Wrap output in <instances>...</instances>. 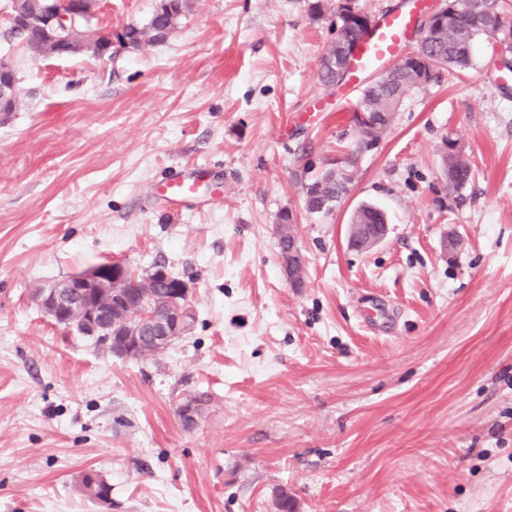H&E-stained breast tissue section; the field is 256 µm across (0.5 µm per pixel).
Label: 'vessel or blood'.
<instances>
[{
    "label": "vessel or blood",
    "instance_id": "b4317fda",
    "mask_svg": "<svg viewBox=\"0 0 512 512\" xmlns=\"http://www.w3.org/2000/svg\"><path fill=\"white\" fill-rule=\"evenodd\" d=\"M426 5L427 0H411L409 10L389 13L373 22L355 48L351 76L353 86L362 85L373 70L397 60L400 49L413 33L418 13ZM195 184L193 175L178 172L163 183L159 195L166 203L176 205L194 195Z\"/></svg>",
    "mask_w": 512,
    "mask_h": 512
}]
</instances>
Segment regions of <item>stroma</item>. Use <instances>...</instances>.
<instances>
[{
  "label": "stroma",
  "instance_id": "obj_1",
  "mask_svg": "<svg viewBox=\"0 0 512 512\" xmlns=\"http://www.w3.org/2000/svg\"><path fill=\"white\" fill-rule=\"evenodd\" d=\"M162 43L36 57L6 38L19 105L0 118V512H512V73L480 37L458 77L412 90L379 141L319 80L330 18L306 0H190ZM156 0H99L97 25ZM469 158L450 191L441 154ZM357 151L330 214L304 186ZM204 167L196 196L151 193ZM389 226L349 241L361 205ZM304 256L289 284L275 225ZM154 264L196 314L163 354L113 356L34 288ZM201 401L194 427L179 404ZM96 471L109 503L88 498Z\"/></svg>",
  "mask_w": 512,
  "mask_h": 512
}]
</instances>
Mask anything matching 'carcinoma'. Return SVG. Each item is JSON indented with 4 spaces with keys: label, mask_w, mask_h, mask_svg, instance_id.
I'll return each mask as SVG.
<instances>
[{
    "label": "carcinoma",
    "mask_w": 512,
    "mask_h": 512,
    "mask_svg": "<svg viewBox=\"0 0 512 512\" xmlns=\"http://www.w3.org/2000/svg\"><path fill=\"white\" fill-rule=\"evenodd\" d=\"M506 6V0H445L441 10L448 12V22L439 27L430 25L415 54L396 62L366 86L360 96L359 111L381 112L387 116L396 111L411 90L439 79L445 72L451 77L464 71L471 63L472 43L478 36L492 37L511 51L512 24L504 20ZM188 8L189 0H161L149 21L143 26H126L125 36L135 48L144 42L159 43L171 33ZM334 14L336 36L324 53L327 60L320 67V81L325 87L339 85L340 49L345 45L353 46L367 30L362 20L370 19L356 0H336ZM94 19L93 15L84 18L70 28L64 38L77 48L98 41L101 31L95 28ZM447 148L448 187L459 190L471 180L470 162L455 143H447ZM352 183L353 178L342 177L338 167L327 165L305 185L306 210L310 213L332 211L350 191ZM352 223L383 224L385 218L377 208L366 205L354 214ZM178 280L179 277L172 274L167 280H155L148 285L141 280L128 284L132 292L139 294V300L112 312V337L118 339L144 330L142 311L160 314L165 297ZM83 488L94 501L104 502L110 497V487L94 472L84 475Z\"/></svg>",
    "instance_id": "obj_1"
}]
</instances>
